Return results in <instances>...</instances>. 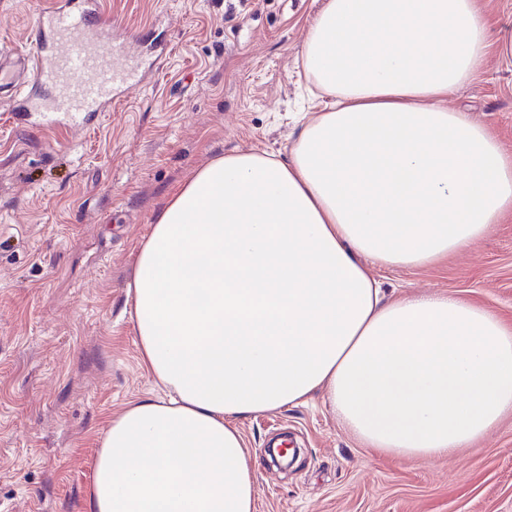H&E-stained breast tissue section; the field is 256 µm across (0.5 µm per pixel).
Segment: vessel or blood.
<instances>
[{
    "label": "vessel or blood",
    "instance_id": "obj_1",
    "mask_svg": "<svg viewBox=\"0 0 512 512\" xmlns=\"http://www.w3.org/2000/svg\"><path fill=\"white\" fill-rule=\"evenodd\" d=\"M151 68L133 41L116 44L100 0H62L37 16L28 50L0 57V87H24L17 108L37 123L79 129L141 85Z\"/></svg>",
    "mask_w": 512,
    "mask_h": 512
}]
</instances>
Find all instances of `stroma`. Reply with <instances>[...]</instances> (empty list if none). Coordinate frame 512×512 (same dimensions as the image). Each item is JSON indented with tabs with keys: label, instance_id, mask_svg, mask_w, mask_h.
Masks as SVG:
<instances>
[{
	"label": "stroma",
	"instance_id": "obj_1",
	"mask_svg": "<svg viewBox=\"0 0 512 512\" xmlns=\"http://www.w3.org/2000/svg\"><path fill=\"white\" fill-rule=\"evenodd\" d=\"M0 0V53L38 11ZM324 0H101L117 39L164 43L145 84L85 129L32 125L0 95V512H84L107 419L164 393L141 362L126 286L162 200L235 151L289 158L328 94L303 52ZM512 155V63L489 53L450 92ZM394 295L445 293L512 323V213L467 251L372 267ZM256 512H512V414L446 457L366 448L321 396L237 420ZM289 437L285 470L268 448Z\"/></svg>",
	"mask_w": 512,
	"mask_h": 512
}]
</instances>
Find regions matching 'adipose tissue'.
Returning <instances> with one entry per match:
<instances>
[{
    "instance_id": "adipose-tissue-1",
    "label": "adipose tissue",
    "mask_w": 512,
    "mask_h": 512,
    "mask_svg": "<svg viewBox=\"0 0 512 512\" xmlns=\"http://www.w3.org/2000/svg\"><path fill=\"white\" fill-rule=\"evenodd\" d=\"M491 46L477 0H325L305 45L333 101L290 162L238 152L160 206L129 293L172 390L113 415L87 512H255L237 419L326 396L369 448L469 447L512 412V326L369 273L470 248L512 212V155L444 100Z\"/></svg>"
}]
</instances>
